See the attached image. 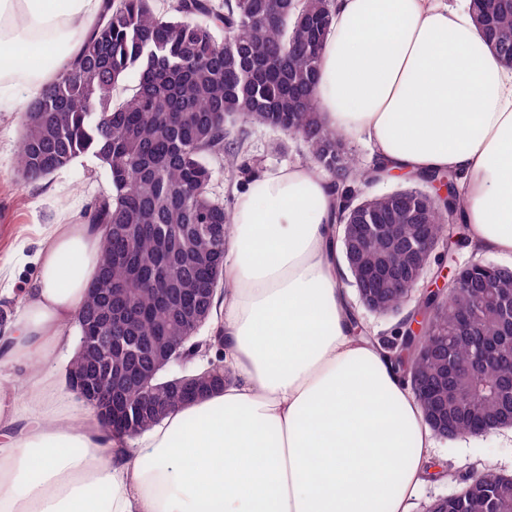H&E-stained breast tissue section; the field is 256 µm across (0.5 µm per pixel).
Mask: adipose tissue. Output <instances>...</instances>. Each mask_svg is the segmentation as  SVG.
<instances>
[{"label": "adipose tissue", "instance_id": "ef3b65f1", "mask_svg": "<svg viewBox=\"0 0 512 512\" xmlns=\"http://www.w3.org/2000/svg\"><path fill=\"white\" fill-rule=\"evenodd\" d=\"M102 10L0 0V102L39 97ZM315 95L370 163L456 171L473 247L512 267V67L462 0H334ZM335 212L310 163L249 180L210 324L224 386L135 439L107 434L60 364L104 228L43 229L0 333V512H409L436 437L410 381L350 332Z\"/></svg>", "mask_w": 512, "mask_h": 512}]
</instances>
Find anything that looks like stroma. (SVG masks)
<instances>
[{
  "mask_svg": "<svg viewBox=\"0 0 512 512\" xmlns=\"http://www.w3.org/2000/svg\"><path fill=\"white\" fill-rule=\"evenodd\" d=\"M250 171L240 170L222 159L211 160L213 177L209 191L234 207L236 192L251 173L288 166L305 160L307 151L297 138L284 137L271 129L245 125ZM22 136L19 113L0 112V263L9 262L13 284L21 288L36 274L38 229L46 224L80 222L100 192L108 187L105 170L92 156H83L46 179L26 183L17 172ZM437 460L441 478L422 483L416 490L410 512H424L432 500L461 488L460 476L494 462L501 473L512 475V439L505 432L488 436L439 439Z\"/></svg>",
  "mask_w": 512,
  "mask_h": 512,
  "instance_id": "35a3bbf8",
  "label": "stroma"
}]
</instances>
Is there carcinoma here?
Listing matches in <instances>:
<instances>
[{
  "label": "carcinoma",
  "mask_w": 512,
  "mask_h": 512,
  "mask_svg": "<svg viewBox=\"0 0 512 512\" xmlns=\"http://www.w3.org/2000/svg\"><path fill=\"white\" fill-rule=\"evenodd\" d=\"M332 0H105L80 54L59 72L41 96L21 110L23 134L17 171L40 181L91 155L105 169L109 189L91 204L89 220L106 225L101 272L78 314L79 332L96 328L112 342L73 359L69 369L94 378L100 423L113 407L139 410L133 422L113 419L107 431L132 439L159 419L149 393L185 402L176 386L159 376L147 391L128 385L114 396L105 384L116 366L143 368L150 346L166 336L189 352L197 350L196 324L185 319L196 306L210 315L214 284H222L232 210L209 193V159L233 163L248 155L246 139L234 135L237 122L273 128L301 138L307 157L330 176L341 225L355 223L361 187L388 176L380 165L361 167L346 140L324 128L315 88L323 45L331 24ZM472 15L490 49L499 53L512 36V0H472ZM137 83L128 89L130 71ZM414 185L375 196L371 217L387 224L368 238L354 269L383 263L408 264V248L420 225L448 257L471 248L462 195L431 200L415 183L444 180L458 185L452 170L409 174ZM382 306L401 311L406 291L379 282ZM486 294L492 302L456 294L413 303L433 311L417 337L436 347L415 371L441 378L431 395H419L423 410L454 419L455 430H474L512 407V269L497 266ZM408 323L399 320L388 347L406 349ZM140 348L122 350L126 339ZM489 462L464 493L441 502L439 512H512V483L490 480Z\"/></svg>",
  "instance_id": "1"
}]
</instances>
